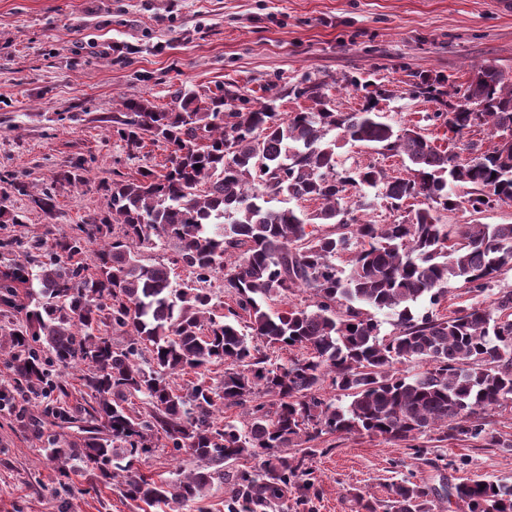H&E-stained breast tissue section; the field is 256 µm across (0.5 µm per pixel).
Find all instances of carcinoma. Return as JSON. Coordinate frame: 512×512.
I'll list each match as a JSON object with an SVG mask.
<instances>
[{
	"label": "carcinoma",
	"instance_id": "cac0c4a2",
	"mask_svg": "<svg viewBox=\"0 0 512 512\" xmlns=\"http://www.w3.org/2000/svg\"><path fill=\"white\" fill-rule=\"evenodd\" d=\"M418 93L440 104L434 119L463 142L470 157L441 150L416 126H394L376 106L338 112L324 84L310 79L288 88L312 106L278 111V97L254 103L229 84L199 93L177 89L167 108L127 99L112 113V134L137 156L146 142L167 152L161 170L142 166L112 181L107 213L55 238L51 251L34 241L24 263L0 260V303L25 311L9 340L12 387L0 398L46 399L44 415L76 424L77 440L46 438L50 460L67 474L83 464L106 480L121 478L126 498L146 506L194 502L224 479V464L259 458L258 470L236 473L228 512H286L288 494L303 504L314 491L309 443L323 434L406 442L418 455L421 439L474 441L512 448V439L486 429L483 414L512 404V290H495L512 269V224H444L440 212L473 216L512 203V140L481 150L466 140L485 126L512 136V79L491 66L472 68L468 81L445 90L438 79ZM363 145L408 162L407 176L369 164L337 170L341 144ZM84 160L59 180L86 181ZM10 187L27 196L14 176ZM382 188L392 210L419 201L391 224L365 219L366 188ZM31 196V195H29ZM287 206L273 209L270 200ZM304 201L319 208L307 212ZM31 203L51 219L57 195L44 189ZM319 224L332 230L322 233ZM174 246L170 264L147 262L142 250ZM349 255V270L336 258ZM189 271L176 283L174 270ZM37 269L39 297L19 289ZM224 273L235 305L218 314L209 284ZM459 283L483 301L450 314H417L427 298L438 306ZM305 289V307L274 310L288 292ZM395 317L383 334L375 313ZM130 336L112 344L108 330ZM305 351L274 364L261 347ZM427 364L415 376L397 365ZM149 365L144 369L141 363ZM83 365V395L69 404L66 385L51 374ZM224 366L213 384L206 371ZM194 373L180 385L177 373ZM332 389L347 405L325 397ZM268 396L271 404L261 401ZM149 405L141 415L133 400ZM247 409L242 425L217 413ZM162 435L210 467L168 482L121 461L143 455ZM300 448L285 456L280 448ZM467 512H512V485L470 479L438 491L423 481L391 485L387 503L358 491V512H432L434 499Z\"/></svg>",
	"mask_w": 512,
	"mask_h": 512
}]
</instances>
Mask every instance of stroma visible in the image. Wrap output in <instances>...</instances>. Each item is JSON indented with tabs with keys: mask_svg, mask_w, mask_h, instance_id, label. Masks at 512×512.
<instances>
[{
	"mask_svg": "<svg viewBox=\"0 0 512 512\" xmlns=\"http://www.w3.org/2000/svg\"><path fill=\"white\" fill-rule=\"evenodd\" d=\"M476 65L512 75V15L495 0H0V172L25 174L29 185L8 200L24 214L8 232L25 241L70 233L106 210L114 173L163 162L161 148L133 158L113 137L110 119L125 99L164 107L178 88L232 82L258 101L277 96L287 113L309 102L283 89L310 77L337 110L374 101L389 123L418 126L451 149L447 127L430 119L437 104L412 87L439 76L463 84ZM78 158L87 183H59ZM47 187L58 199L50 221L30 202ZM47 423L33 402L0 410V512H139L96 469L61 477L33 431ZM425 444L421 458L401 442L322 435L310 462L318 494L295 512H355L352 490L383 500L400 479L437 489L468 477L512 484V450ZM198 466L161 444L138 464L167 481Z\"/></svg>",
	"mask_w": 512,
	"mask_h": 512,
	"instance_id": "obj_1",
	"label": "stroma"
}]
</instances>
